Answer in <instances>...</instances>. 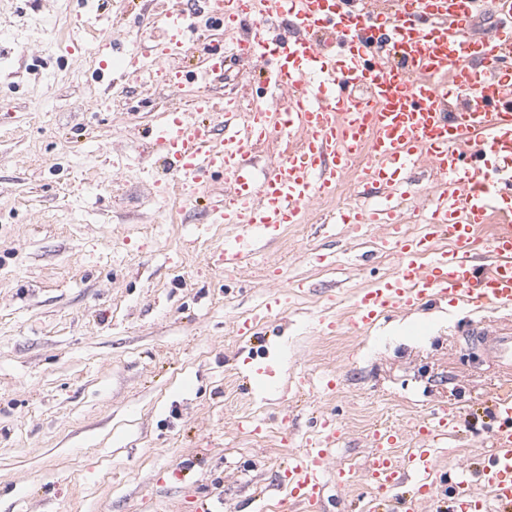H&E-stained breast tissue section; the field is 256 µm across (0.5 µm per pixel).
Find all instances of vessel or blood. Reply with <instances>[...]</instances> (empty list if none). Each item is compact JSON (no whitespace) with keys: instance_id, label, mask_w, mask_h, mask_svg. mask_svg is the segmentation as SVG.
I'll return each mask as SVG.
<instances>
[{"instance_id":"vessel-or-blood-1","label":"vessel or blood","mask_w":512,"mask_h":512,"mask_svg":"<svg viewBox=\"0 0 512 512\" xmlns=\"http://www.w3.org/2000/svg\"><path fill=\"white\" fill-rule=\"evenodd\" d=\"M206 12L224 38L202 42L196 18ZM166 35L136 42L130 53L149 67L172 64L169 88L183 86L177 60L198 54V93L189 112L150 126L144 158L185 189L224 177L211 212L238 225L226 242L225 268H243L251 240L282 224L300 223L342 175L354 174L359 204L343 224L386 227L379 249L397 257L390 278L358 292L351 323L373 324L389 312L442 300L469 308H512V0H171ZM260 78L265 92L250 105L225 95L215 103L212 81L225 65ZM288 150L255 179V151L270 137ZM432 185L414 206L421 230L410 235L400 206L423 178ZM497 218L478 241L477 228ZM445 249H438L440 241ZM468 342L512 371V331L469 323ZM490 450L480 468L454 465L452 492L440 499L432 481L435 448L455 428L447 407L417 428L421 447L399 456L401 429L369 435L364 477L372 512H417L422 503L446 512H503L512 506V391L492 401ZM338 424L318 418L317 436L289 458V495L317 512Z\"/></svg>"}]
</instances>
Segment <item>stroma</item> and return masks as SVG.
Masks as SVG:
<instances>
[{"label": "stroma", "instance_id": "35a3bbf8", "mask_svg": "<svg viewBox=\"0 0 512 512\" xmlns=\"http://www.w3.org/2000/svg\"><path fill=\"white\" fill-rule=\"evenodd\" d=\"M162 0H0V512H301L278 486L310 421L340 435L326 512H361L374 426L411 427L445 405L463 432L439 463H479L488 396L506 382L461 329L512 326V310L440 302L351 330L356 292L391 276L384 234L331 225L339 203L255 240L225 270L231 224L194 201L172 210L138 134L173 99L166 83L92 80L146 37ZM41 19L18 47L16 30ZM95 28L94 47L73 42ZM259 335L242 324L272 297ZM336 324L326 329L321 317ZM261 426L241 433L240 421Z\"/></svg>", "mask_w": 512, "mask_h": 512}]
</instances>
